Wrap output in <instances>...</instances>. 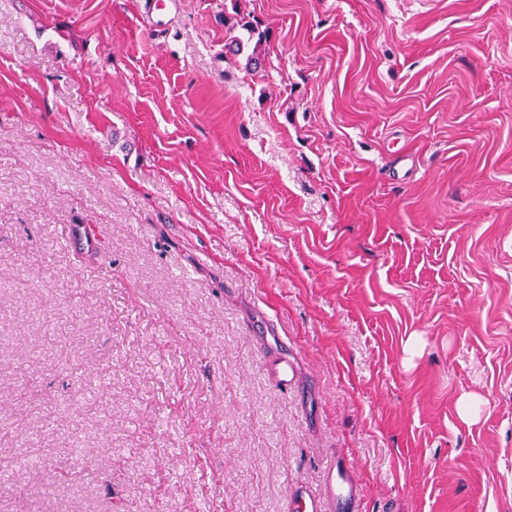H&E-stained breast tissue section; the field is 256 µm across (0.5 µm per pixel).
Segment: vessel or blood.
Wrapping results in <instances>:
<instances>
[{"instance_id":"b4317fda","label":"vessel or blood","mask_w":512,"mask_h":512,"mask_svg":"<svg viewBox=\"0 0 512 512\" xmlns=\"http://www.w3.org/2000/svg\"><path fill=\"white\" fill-rule=\"evenodd\" d=\"M290 503L298 512H361L362 497L344 459L333 460L323 475L321 489L294 484Z\"/></svg>"}]
</instances>
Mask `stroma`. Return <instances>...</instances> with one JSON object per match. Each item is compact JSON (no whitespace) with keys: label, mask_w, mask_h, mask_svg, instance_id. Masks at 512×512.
I'll return each instance as SVG.
<instances>
[{"label":"stroma","mask_w":512,"mask_h":512,"mask_svg":"<svg viewBox=\"0 0 512 512\" xmlns=\"http://www.w3.org/2000/svg\"><path fill=\"white\" fill-rule=\"evenodd\" d=\"M141 10L0 0V512H512V0ZM242 29H244L248 33L247 43L250 42L256 36L255 45L253 47L252 53L247 58V63L254 69L261 68L264 65V58L262 59V46L267 43L269 38V34L267 31H260L257 26H253L250 23L241 24ZM296 512H361L362 497L343 458L333 460L323 475L321 490L294 484L289 491Z\"/></svg>","instance_id":"stroma-1"}]
</instances>
